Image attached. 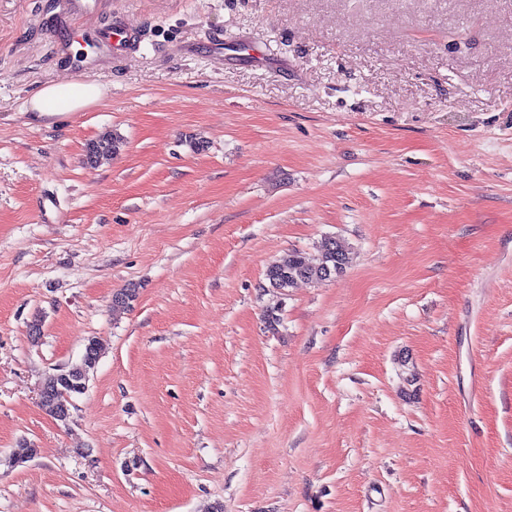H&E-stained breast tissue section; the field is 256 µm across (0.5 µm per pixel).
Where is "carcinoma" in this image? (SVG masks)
Listing matches in <instances>:
<instances>
[{
  "label": "carcinoma",
  "mask_w": 512,
  "mask_h": 512,
  "mask_svg": "<svg viewBox=\"0 0 512 512\" xmlns=\"http://www.w3.org/2000/svg\"><path fill=\"white\" fill-rule=\"evenodd\" d=\"M123 139L117 134H105L87 147V159L95 165L103 158L120 152ZM351 261L350 252L343 247L332 251L322 243L318 258L311 260L299 251H293L270 264L265 272L269 287L286 294L300 281H324L342 273Z\"/></svg>",
  "instance_id": "cac0c4a2"
}]
</instances>
